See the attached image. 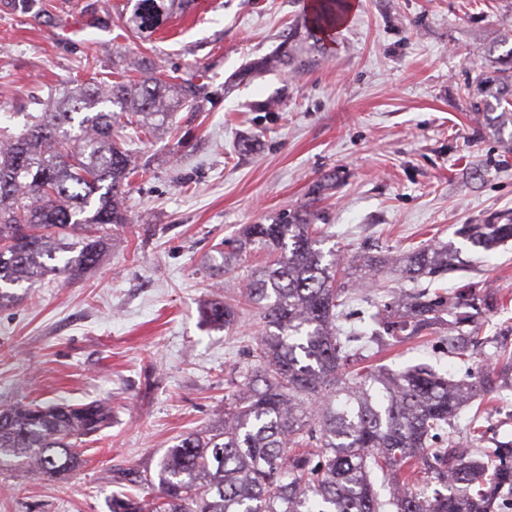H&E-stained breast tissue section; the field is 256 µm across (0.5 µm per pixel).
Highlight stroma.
Returning <instances> with one entry per match:
<instances>
[{"mask_svg": "<svg viewBox=\"0 0 512 512\" xmlns=\"http://www.w3.org/2000/svg\"><path fill=\"white\" fill-rule=\"evenodd\" d=\"M307 0H193L150 38L128 33L127 0H0V126L17 132L51 90L142 71L201 88L202 109L181 110L166 131L129 148L144 171L124 199L101 265L76 280L53 276L0 310V406L17 401L107 403L112 422L87 438L83 464L64 478L0 470V512H109L122 471L155 469L166 448L224 414L225 380L255 367L247 354L264 328L244 309L233 330L201 307L232 301L266 252L240 254L220 281L217 243L246 224L304 209L324 175L336 185L318 203L325 248L351 265L384 258L377 277L404 288L397 266L417 246H447L453 291L477 283L502 307L480 318L484 340L467 362L443 355L444 334L382 348L369 363L393 371L427 363L473 379L512 348V240L485 251L459 236L512 212V152L479 125L469 93L485 53L512 50L503 22L512 0H351L321 61L241 82L245 63L280 44ZM482 447L512 439V391L482 402Z\"/></svg>", "mask_w": 512, "mask_h": 512, "instance_id": "35a3bbf8", "label": "stroma"}]
</instances>
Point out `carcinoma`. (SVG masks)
Wrapping results in <instances>:
<instances>
[{
    "label": "carcinoma",
    "mask_w": 512,
    "mask_h": 512,
    "mask_svg": "<svg viewBox=\"0 0 512 512\" xmlns=\"http://www.w3.org/2000/svg\"><path fill=\"white\" fill-rule=\"evenodd\" d=\"M190 2L134 0L123 25L150 36ZM349 9L350 0H309L280 50L247 63L239 77L311 66ZM183 107L201 110L193 86L151 73L66 86L22 131L0 130V308L21 300L15 289L23 285L48 275L77 278L100 265L110 231L127 223L122 197L137 172L122 142L154 134ZM471 111L492 127L512 125V55L487 59ZM333 186L331 177L315 182L306 208L245 225L234 250L220 252L223 272L247 249L274 257L245 292L266 323L249 351L259 370L243 384L228 381L233 393L218 424L183 436L154 474L140 478L157 488L151 504L115 496L110 512H490L512 492V441L466 448L451 432L461 409L512 385V356L504 355L498 374L471 381L449 380L428 364L363 370L365 352L389 337L429 330L444 314L453 317L448 356L468 359L475 344L461 324L479 308L465 291L420 287L370 314L375 329L345 331L350 292L340 277L343 263L321 248L314 210ZM463 233L490 250L512 239V218L470 224ZM452 267L448 247L426 246L410 254L402 273L415 282ZM202 314L230 330L238 309L215 301ZM111 418L99 402L1 408L0 467L62 478L80 464L82 439ZM379 475L388 480L385 499L375 490ZM417 482L462 491L427 496L415 490Z\"/></svg>",
    "instance_id": "cac0c4a2"
}]
</instances>
